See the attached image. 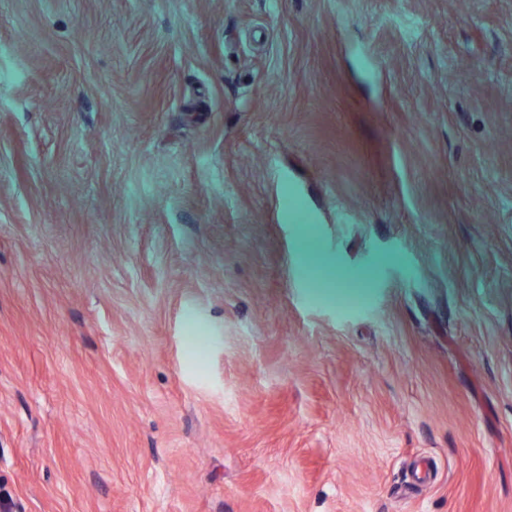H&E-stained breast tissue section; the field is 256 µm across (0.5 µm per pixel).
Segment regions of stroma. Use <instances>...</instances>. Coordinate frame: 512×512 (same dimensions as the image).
Returning <instances> with one entry per match:
<instances>
[{
	"label": "stroma",
	"mask_w": 512,
	"mask_h": 512,
	"mask_svg": "<svg viewBox=\"0 0 512 512\" xmlns=\"http://www.w3.org/2000/svg\"><path fill=\"white\" fill-rule=\"evenodd\" d=\"M13 512H512V0H0Z\"/></svg>",
	"instance_id": "obj_1"
}]
</instances>
